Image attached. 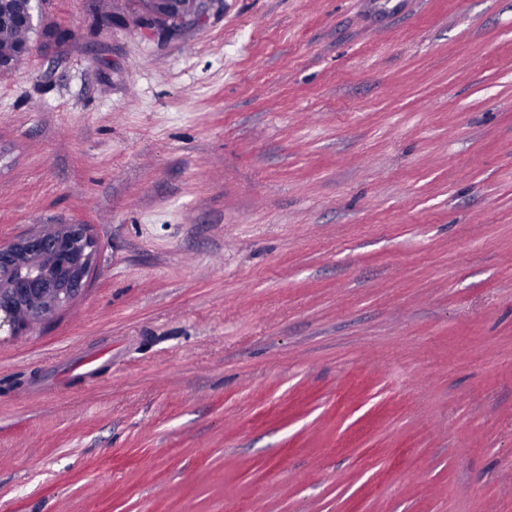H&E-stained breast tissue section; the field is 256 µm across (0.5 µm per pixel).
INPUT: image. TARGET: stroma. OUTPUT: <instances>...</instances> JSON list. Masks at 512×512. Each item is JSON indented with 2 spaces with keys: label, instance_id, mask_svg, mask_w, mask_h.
<instances>
[{
  "label": "stroma",
  "instance_id": "obj_1",
  "mask_svg": "<svg viewBox=\"0 0 512 512\" xmlns=\"http://www.w3.org/2000/svg\"><path fill=\"white\" fill-rule=\"evenodd\" d=\"M117 3L0 71V242H99L0 338V512H512V0ZM132 1L133 0H130V2ZM176 1L178 0H156L160 11L154 15H152V12H154L155 9L153 0L133 1L135 4L133 9H131V14L137 13L139 15H144L140 18L137 28L158 39H165L173 36V32L166 29L158 20L170 17L174 9L177 7Z\"/></svg>",
  "mask_w": 512,
  "mask_h": 512
}]
</instances>
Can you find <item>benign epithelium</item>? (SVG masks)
Listing matches in <instances>:
<instances>
[{"label": "benign epithelium", "instance_id": "obj_1", "mask_svg": "<svg viewBox=\"0 0 512 512\" xmlns=\"http://www.w3.org/2000/svg\"><path fill=\"white\" fill-rule=\"evenodd\" d=\"M160 11L140 18L137 28L165 39L173 35L160 20L176 0H156ZM98 242L86 224L40 227L0 243V333L18 336L71 304L90 283Z\"/></svg>", "mask_w": 512, "mask_h": 512}]
</instances>
